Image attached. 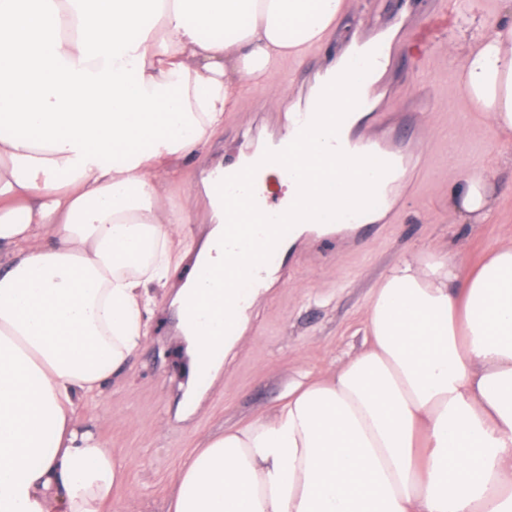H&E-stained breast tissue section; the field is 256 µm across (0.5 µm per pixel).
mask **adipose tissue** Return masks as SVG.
I'll list each match as a JSON object with an SVG mask.
<instances>
[{
	"instance_id": "adipose-tissue-1",
	"label": "adipose tissue",
	"mask_w": 512,
	"mask_h": 512,
	"mask_svg": "<svg viewBox=\"0 0 512 512\" xmlns=\"http://www.w3.org/2000/svg\"><path fill=\"white\" fill-rule=\"evenodd\" d=\"M345 0H0V512H105L122 462L74 421L144 346L149 285L175 251L213 270L198 307L245 325L258 297L225 288L229 220L203 237L200 201L172 205L183 160L250 88L324 47ZM360 36L330 60L319 122L360 77ZM470 106L512 140V4L471 35ZM305 215L360 206L365 160L296 148ZM493 185L459 180L448 206L486 219ZM167 512H512V244L463 271L454 251H409L383 274L363 349L301 383L265 419L225 429L182 463Z\"/></svg>"
}]
</instances>
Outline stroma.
Instances as JSON below:
<instances>
[{"instance_id": "35a3bbf8", "label": "stroma", "mask_w": 512, "mask_h": 512, "mask_svg": "<svg viewBox=\"0 0 512 512\" xmlns=\"http://www.w3.org/2000/svg\"><path fill=\"white\" fill-rule=\"evenodd\" d=\"M351 9L330 43L290 63L285 80L289 99L309 90L330 57L356 27L381 30L397 16L422 17L442 10L445 0H349ZM473 0H455L447 29L427 55L440 108L425 115L432 124L429 171L414 194L401 200L396 219L347 235H307L285 254L294 268L288 281H275L249 313L248 343L226 358L219 378L203 387L192 370L175 307L159 299L148 315L150 336L122 375L103 383L98 398L76 413L124 459L116 489L118 512H165L182 461L224 430L269 416L290 385L326 377L337 360L358 352L366 336L367 307L386 269L410 250L449 245L463 269L479 265L489 250L512 242V154L488 117L464 106L457 61L446 53ZM419 50L400 41L388 64L382 112H417L425 92ZM280 126L265 89H255L246 111L227 113L224 129L185 168L192 176L223 166L258 142H269ZM482 172L496 185L490 214L462 223L448 208L454 181Z\"/></svg>"}]
</instances>
